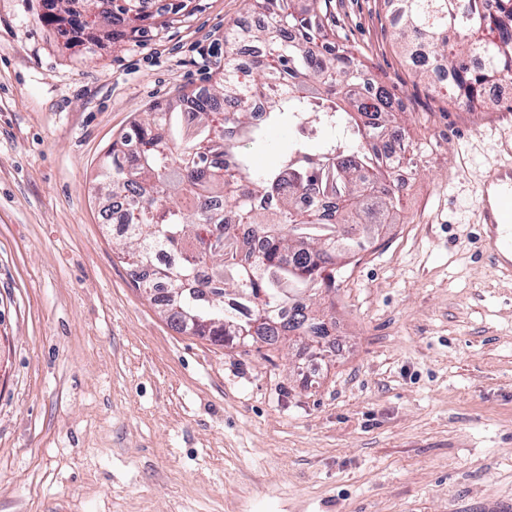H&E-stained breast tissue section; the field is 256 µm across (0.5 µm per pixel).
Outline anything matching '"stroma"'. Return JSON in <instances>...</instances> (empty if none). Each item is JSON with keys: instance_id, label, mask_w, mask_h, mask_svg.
Here are the masks:
<instances>
[{"instance_id": "obj_1", "label": "stroma", "mask_w": 512, "mask_h": 512, "mask_svg": "<svg viewBox=\"0 0 512 512\" xmlns=\"http://www.w3.org/2000/svg\"><path fill=\"white\" fill-rule=\"evenodd\" d=\"M66 44L0 0V512H512V278L480 256L481 182L512 166V91L469 112L419 81L386 0L326 28L394 93L418 165L399 223L319 300L331 348L177 329L117 257L98 164L209 86L247 0Z\"/></svg>"}]
</instances>
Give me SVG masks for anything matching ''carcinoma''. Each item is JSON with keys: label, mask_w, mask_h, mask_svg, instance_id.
<instances>
[{"label": "carcinoma", "mask_w": 512, "mask_h": 512, "mask_svg": "<svg viewBox=\"0 0 512 512\" xmlns=\"http://www.w3.org/2000/svg\"><path fill=\"white\" fill-rule=\"evenodd\" d=\"M62 36L135 35L148 15L131 0H46ZM397 40L412 62L421 50L446 64L450 94L470 112L497 101L487 89L512 80V0H387ZM326 0H249L261 22L224 31L219 82L145 113L101 165L108 198L124 197L130 232L121 258L146 270L161 253L168 319L216 342L317 336L315 299L336 290V266L373 247L396 223L405 183L417 174L410 130L395 95L371 77L354 49L324 23ZM242 42L255 44L248 68ZM267 113L254 121L253 107ZM307 120L317 135L294 140L280 164L254 168L244 151L264 147L269 128ZM249 227L264 247L251 257Z\"/></svg>", "instance_id": "obj_1"}]
</instances>
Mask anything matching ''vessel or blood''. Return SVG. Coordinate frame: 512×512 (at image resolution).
<instances>
[{
    "label": "vessel or blood",
    "mask_w": 512,
    "mask_h": 512,
    "mask_svg": "<svg viewBox=\"0 0 512 512\" xmlns=\"http://www.w3.org/2000/svg\"><path fill=\"white\" fill-rule=\"evenodd\" d=\"M484 252L512 277V169L494 170L481 186L476 208Z\"/></svg>",
    "instance_id": "obj_1"
}]
</instances>
